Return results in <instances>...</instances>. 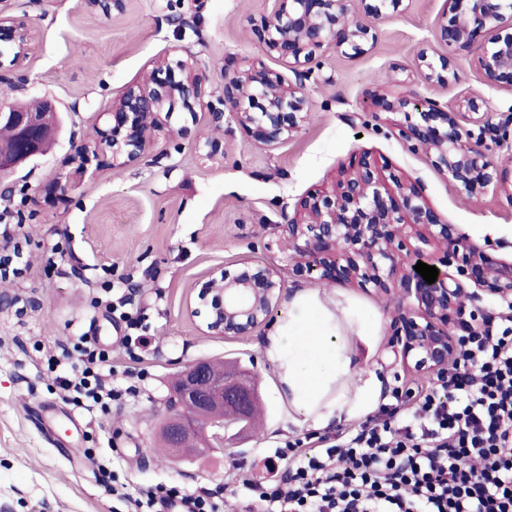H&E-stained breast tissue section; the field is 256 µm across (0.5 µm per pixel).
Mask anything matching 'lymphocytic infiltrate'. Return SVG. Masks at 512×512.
Instances as JSON below:
<instances>
[{
	"mask_svg": "<svg viewBox=\"0 0 512 512\" xmlns=\"http://www.w3.org/2000/svg\"><path fill=\"white\" fill-rule=\"evenodd\" d=\"M111 373L109 353L86 336L79 364L57 382L67 401L88 409L121 398ZM417 396L418 415L401 425L376 418L314 446L298 438L277 449L285 476L246 485L257 512H512V315L466 336L455 374ZM221 496L158 485L140 489L133 505L220 512Z\"/></svg>",
	"mask_w": 512,
	"mask_h": 512,
	"instance_id": "1",
	"label": "lymphocytic infiltrate"
}]
</instances>
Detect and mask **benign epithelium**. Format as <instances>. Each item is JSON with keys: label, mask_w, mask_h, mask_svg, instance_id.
I'll return each mask as SVG.
<instances>
[{"label": "benign epithelium", "mask_w": 512, "mask_h": 512, "mask_svg": "<svg viewBox=\"0 0 512 512\" xmlns=\"http://www.w3.org/2000/svg\"><path fill=\"white\" fill-rule=\"evenodd\" d=\"M364 3L366 19H350V0H276L271 17L254 35L266 49L291 69L315 59L322 48L350 47L354 52L375 39L383 9L401 0ZM451 17L437 29L436 38L461 51L480 47L481 82L496 87L512 83V0H446ZM87 8L110 16L122 14L127 0H86ZM33 25L0 9V41L25 58L34 48ZM425 78L447 83L454 71L449 59L421 55ZM182 80L165 77L171 65L154 61L146 81L129 86L112 102L104 127L98 129L96 156L101 162L130 163L143 158L162 128L161 112L180 100L187 112L206 104L214 123L224 111L243 128L250 144L272 146L297 134L309 120L302 82L289 83L276 74L253 67L224 74L223 108L204 102L208 73L184 61ZM372 106L395 116L391 126L411 148L424 151L432 165L459 193L476 196L504 182L493 151L508 144L512 107L501 121L485 119L478 131L466 130L462 115L450 112L434 99L412 95L374 94ZM51 109L27 112L0 103V123L12 127L13 147L0 153V178L39 154L51 133ZM295 216L278 225V242L291 251L296 273L316 281L343 279L375 293L395 296L389 349L395 362L407 370L448 378L461 338L448 325L473 332L481 328L476 316L465 319V303L482 295L512 307V255L494 256L479 240L457 224H448L426 201L416 179L387 180L363 155L360 167L340 171L332 190L298 198ZM439 269L428 284L414 269L418 262ZM455 268V273L448 268ZM283 291L278 270L262 261L246 260L235 274L213 270L201 284L190 316L206 314L204 333L212 336H248L267 324ZM183 384L165 410H177L205 422L206 446L224 443V417L212 408L228 409L241 417L252 404L250 391L230 377L211 371L209 360L198 359L182 370ZM186 420L174 417L166 430L172 458L182 454Z\"/></svg>", "instance_id": "1"}]
</instances>
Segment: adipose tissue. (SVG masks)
Masks as SVG:
<instances>
[{
	"instance_id": "adipose-tissue-1",
	"label": "adipose tissue",
	"mask_w": 512,
	"mask_h": 512,
	"mask_svg": "<svg viewBox=\"0 0 512 512\" xmlns=\"http://www.w3.org/2000/svg\"><path fill=\"white\" fill-rule=\"evenodd\" d=\"M337 320L320 291L300 290L272 325L263 348L295 416L317 428L335 418L373 411L382 394V382L371 372L357 388L354 401L328 398L336 381L358 374L339 344Z\"/></svg>"
}]
</instances>
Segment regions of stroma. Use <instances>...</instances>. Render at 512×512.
<instances>
[{"label":"stroma","instance_id":"35a3bbf8","mask_svg":"<svg viewBox=\"0 0 512 512\" xmlns=\"http://www.w3.org/2000/svg\"><path fill=\"white\" fill-rule=\"evenodd\" d=\"M10 15L33 23L37 40L20 66L0 63V91L8 102L52 101L63 132L44 155L0 183V253L11 272L0 278V512H131V493L157 483L189 491L222 487L223 512H245L243 479L269 477V462L286 441L308 434L288 419L289 406L266 362L267 328L249 336H210L186 305L195 284L217 267L235 271L246 259L276 265L285 289L284 314L296 289L316 288L353 317L376 314L377 330L346 338L353 363L376 372L386 391L430 384L395 365L388 348L394 302L346 282L319 284L295 276L286 252L266 250L284 216L307 192L330 187L340 167L371 153L382 175L418 179L448 223L464 227L489 252L512 243V196L492 189L466 197L388 128L364 125L369 98L381 87L404 90L465 111L512 108V86L490 89L480 80L477 52L453 53L435 39L445 0H402L376 27L364 53L329 48L304 82L311 113L293 138L273 147L250 145L233 122L214 129L207 114L175 110L165 135L141 161L111 167L94 158L101 112L156 58L194 57L210 76L212 98L224 94V75L254 61L283 70L258 43L253 28L271 16L274 0H128L123 14H90L84 0H7ZM452 56L448 85L425 81L421 51ZM188 136H180L181 128ZM226 142L224 159L198 150L209 137ZM90 151L82 177H73L74 149ZM61 178L63 192L43 185ZM139 318L149 348H120L128 332L112 305ZM111 349L114 384L135 387L118 401L74 407L48 370L49 355L74 352L82 336ZM252 364L266 406L257 433L227 435L223 447L182 460L152 452L160 403L169 378L199 358Z\"/></svg>","mask_w":512,"mask_h":512}]
</instances>
